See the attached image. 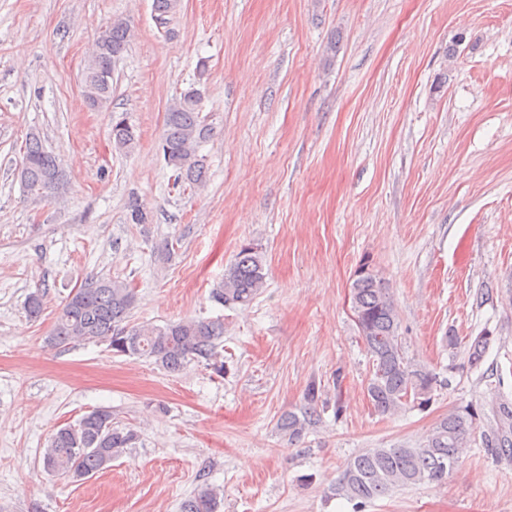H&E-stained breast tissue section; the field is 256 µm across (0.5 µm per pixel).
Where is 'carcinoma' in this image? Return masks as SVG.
Instances as JSON below:
<instances>
[{
    "instance_id": "carcinoma-1",
    "label": "carcinoma",
    "mask_w": 512,
    "mask_h": 512,
    "mask_svg": "<svg viewBox=\"0 0 512 512\" xmlns=\"http://www.w3.org/2000/svg\"><path fill=\"white\" fill-rule=\"evenodd\" d=\"M129 41L130 27L123 18L112 19L95 39L81 80V95L90 109H109L112 60L123 54ZM201 101L202 91L192 84L170 102L165 113L160 148L175 187L199 185L207 176L200 148L214 135V127L203 115ZM111 138L113 149L120 153L130 152L137 144L133 127L123 117L112 120ZM18 176L24 197L35 205L58 196L67 181L60 159L43 146L35 132L25 140ZM127 220L131 224L149 222L147 207L137 197L127 203ZM266 277L260 251L246 244L224 273V280L212 289L211 298L224 307L246 308L264 288ZM351 296L359 333L374 367L366 385L374 411L386 416L411 400L421 407L429 404L438 378L406 357L392 295L371 264L364 262L355 270ZM135 302L136 292L130 282L92 277L66 297L50 341L56 346L106 342L112 354L148 359L168 373L196 362L224 375V355L219 352L223 318L182 319L163 326L131 325ZM44 307L45 293L28 296L25 309L29 318H40ZM487 340L486 336H477L468 346L470 365L481 364ZM317 402V390L310 385L301 414L290 412L280 418L279 427L288 434V440H300L314 423ZM492 413L487 430L482 432V443L496 457L511 460L512 403L500 402ZM472 425L473 415L451 414L437 424L427 443L419 448H370L356 455L339 479L336 494L365 502L386 496L399 486L443 481L457 464L461 449L470 442ZM137 440L135 429L114 425L112 411L98 408L51 436L43 467L61 478L85 480L107 468ZM223 499L222 489L203 482L183 500L180 512H218Z\"/></svg>"
}]
</instances>
